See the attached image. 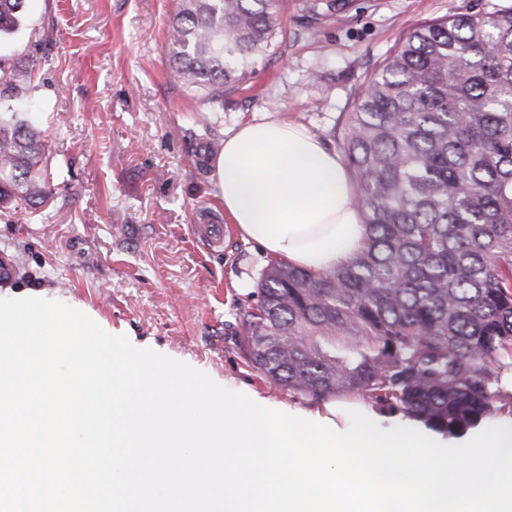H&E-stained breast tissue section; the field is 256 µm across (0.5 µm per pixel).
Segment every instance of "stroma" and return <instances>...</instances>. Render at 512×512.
I'll return each instance as SVG.
<instances>
[{"instance_id": "35a3bbf8", "label": "stroma", "mask_w": 512, "mask_h": 512, "mask_svg": "<svg viewBox=\"0 0 512 512\" xmlns=\"http://www.w3.org/2000/svg\"><path fill=\"white\" fill-rule=\"evenodd\" d=\"M285 31L255 75L209 102L174 80L176 0H27L5 66L35 65L16 109L43 132L37 196L0 207V257L17 286L58 297L133 345L300 417L320 402L247 361L239 314L270 261L224 217L209 160L253 119L288 118L339 149L367 78L416 24L512 0H281ZM216 224L218 244L194 225Z\"/></svg>"}]
</instances>
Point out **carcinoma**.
<instances>
[{
    "mask_svg": "<svg viewBox=\"0 0 512 512\" xmlns=\"http://www.w3.org/2000/svg\"><path fill=\"white\" fill-rule=\"evenodd\" d=\"M24 3L0 0V38L19 30ZM281 32L280 0H178L171 74L222 99ZM32 80L0 64V205L42 159L40 133L9 105ZM340 147L365 245L329 272L272 263L242 313L248 362L273 386L452 437L512 415V9L408 31ZM354 400L349 399H337L336 401H333L332 403H340L347 406H356V405H363L365 410H367L371 416L373 417L376 424H378L382 429L387 430L394 428L396 426H407L410 422L407 420L408 418L400 411L398 412H389L387 410H382L385 413H379L376 411L371 410L370 408L366 407L364 403H356L351 402Z\"/></svg>",
    "mask_w": 512,
    "mask_h": 512,
    "instance_id": "1",
    "label": "carcinoma"
}]
</instances>
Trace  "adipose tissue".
Wrapping results in <instances>:
<instances>
[{"label": "adipose tissue", "mask_w": 512, "mask_h": 512, "mask_svg": "<svg viewBox=\"0 0 512 512\" xmlns=\"http://www.w3.org/2000/svg\"><path fill=\"white\" fill-rule=\"evenodd\" d=\"M212 166L225 216L268 258L328 271L362 249L366 227L348 170L299 122L242 123Z\"/></svg>", "instance_id": "1"}]
</instances>
